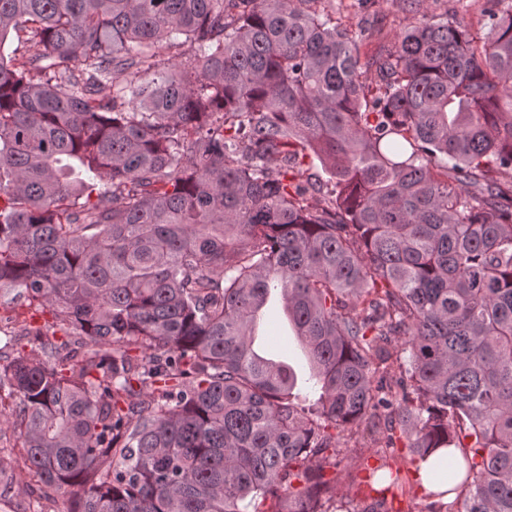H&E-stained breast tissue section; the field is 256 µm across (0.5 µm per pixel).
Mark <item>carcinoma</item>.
Segmentation results:
<instances>
[{
    "label": "carcinoma",
    "instance_id": "carcinoma-1",
    "mask_svg": "<svg viewBox=\"0 0 512 512\" xmlns=\"http://www.w3.org/2000/svg\"><path fill=\"white\" fill-rule=\"evenodd\" d=\"M321 2L0 0V283L52 314L44 357L0 353V426L69 512H323L364 422L460 450L431 512H512V5L364 61ZM273 293L314 415L256 348Z\"/></svg>",
    "mask_w": 512,
    "mask_h": 512
}]
</instances>
